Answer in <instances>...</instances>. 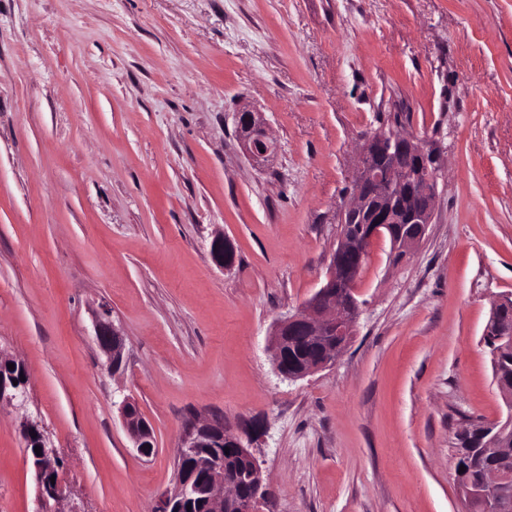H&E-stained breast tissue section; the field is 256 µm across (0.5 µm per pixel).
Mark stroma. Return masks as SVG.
<instances>
[{
	"mask_svg": "<svg viewBox=\"0 0 512 512\" xmlns=\"http://www.w3.org/2000/svg\"><path fill=\"white\" fill-rule=\"evenodd\" d=\"M245 107L278 145L259 165ZM393 112L438 158L433 222L400 264L373 243L352 343L283 378L270 327L324 281ZM508 295L512 0H0V353L29 374L0 406V512L36 507L23 418L62 457L61 512H152L195 416L256 431L271 512H464L455 436L505 409L482 334ZM93 330L99 349L107 357L108 369L112 371L119 370L122 366L124 351L122 330L115 325L107 312L95 316ZM122 424L137 453L144 458L153 456L155 448L148 423L136 409L134 401L124 399L119 406Z\"/></svg>",
	"mask_w": 512,
	"mask_h": 512,
	"instance_id": "stroma-1",
	"label": "stroma"
}]
</instances>
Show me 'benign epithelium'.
Masks as SVG:
<instances>
[{"label": "benign epithelium", "mask_w": 512, "mask_h": 512, "mask_svg": "<svg viewBox=\"0 0 512 512\" xmlns=\"http://www.w3.org/2000/svg\"><path fill=\"white\" fill-rule=\"evenodd\" d=\"M236 123L248 129L247 136L239 137L248 158L259 163L274 155L276 142L267 131L262 113L243 108L236 114ZM378 152L406 153L415 159V164L394 165L383 179L374 165ZM438 176L439 168L432 155L418 139L385 130L367 139L354 175L352 199L340 211V224L354 217L361 218L365 232L356 237L338 234L323 285L300 308L274 322L270 344L278 374L290 380L302 379L336 363L356 333L360 316L356 294L363 258L370 252L373 241L387 234L392 239L394 253L404 258L413 253L433 220ZM511 306L506 299H499L491 309L484 330L485 340L496 355L503 350L500 343L512 345V331L501 322L503 311ZM93 330L99 349L107 357L108 369L119 370L124 351L122 330L106 312L95 316ZM297 336L312 345L315 358L292 369L288 365V347ZM10 364L15 368L8 369ZM22 374H27L22 362L0 354V404L24 405L27 382L20 380ZM493 378L505 399L506 416L475 428L481 455L490 460L501 456L500 447L512 437V380L497 369L493 371ZM119 413L137 453L144 458L152 457L155 448L148 423L136 404L123 400ZM20 431L23 435L36 434L41 447L40 454L29 455L37 489L35 512H60L56 505L65 498L67 487L60 473L59 452L47 445L39 421L24 418ZM225 447L246 464L244 476H228L224 469L211 464H198L192 471L179 468L174 487L159 495L153 512H187V505L196 495L206 498L208 512H260L259 504L269 494L262 469L251 451L250 441L224 421L189 423L178 455L189 456L199 448ZM458 492L464 501L476 496L482 498L487 504L486 512H504V507L512 504V472L490 466L483 472L479 484L460 486Z\"/></svg>", "instance_id": "1"}]
</instances>
